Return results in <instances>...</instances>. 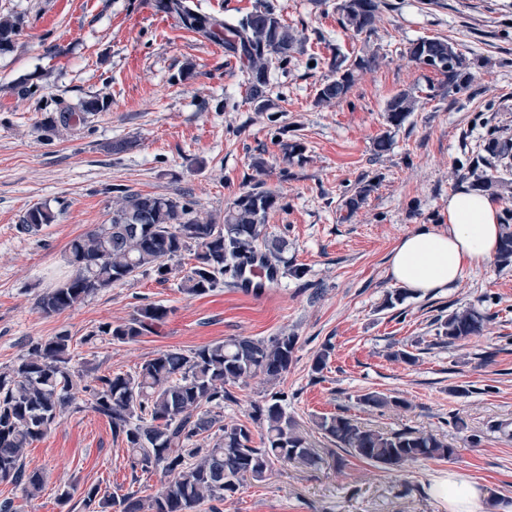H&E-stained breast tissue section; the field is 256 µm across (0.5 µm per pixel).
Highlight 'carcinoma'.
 <instances>
[{
	"label": "carcinoma",
	"mask_w": 512,
	"mask_h": 512,
	"mask_svg": "<svg viewBox=\"0 0 512 512\" xmlns=\"http://www.w3.org/2000/svg\"><path fill=\"white\" fill-rule=\"evenodd\" d=\"M159 7L176 15L184 28L208 36L224 29V51L243 62L249 95L256 110L270 108L266 96L269 74L297 50L293 30L275 12L262 7L229 24L194 11L186 0H159ZM379 0H338L336 11L343 27L356 35L371 31ZM19 23L0 17V52L11 49ZM412 59L443 77L441 86L454 89L468 76L466 58L445 39H419L410 44ZM369 64L336 60V77L318 91L317 102L341 100L350 92L354 70ZM416 100L403 91L386 104L385 120L398 128L414 111ZM487 156L474 162L485 167L472 183L491 196L507 189L495 172L512 169V141L489 139ZM372 185L358 183L346 198V208L357 210ZM281 207L280 195L257 182L241 193L224 212V222L201 215L195 204L181 198L123 191L109 222L74 238L68 247L72 275L41 294L37 308L50 315L71 309L97 292L138 275L154 274L166 281L173 273L169 261L185 254L193 263L182 277L181 290L203 295L237 277L255 259L284 276L296 278L303 270L288 259V240L269 236L265 220ZM56 216L44 205L31 207L17 230L36 235ZM498 265L512 264V215L503 217ZM168 309L146 304L126 323H104L98 333L119 343H130L152 333ZM490 315L474 308L454 310L438 317V337L448 345L480 334ZM297 337L281 334L266 340L230 338L186 354L172 349L145 361L136 375L115 374L85 383V373L72 363L73 338L62 331L33 344L25 356L0 372V483L18 485L30 498L44 487V475L27 471L26 449L44 438L70 412L91 411L107 419L112 437L122 440L132 467L161 469L164 483L147 496L134 493L105 499L99 512H196L203 503L221 512L224 496L247 480L260 481L276 466L290 462L314 465L318 456L299 424L287 412L288 395L277 391L253 405L251 423L265 431L264 446L252 447L246 424L224 425L218 411L231 397L229 388L262 375L269 382L282 377L293 361ZM361 405L407 409L399 397L368 392ZM316 427L336 447L375 465L392 468L409 461L452 459L456 449L438 435L412 429H362L343 415L322 417Z\"/></svg>",
	"instance_id": "obj_1"
}]
</instances>
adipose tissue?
<instances>
[{"mask_svg": "<svg viewBox=\"0 0 512 512\" xmlns=\"http://www.w3.org/2000/svg\"><path fill=\"white\" fill-rule=\"evenodd\" d=\"M501 228L499 208L487 195L460 190L448 196V224L423 225L405 235L390 254L393 280L411 293L451 288L464 269L489 263ZM444 512H492L488 492L468 477L450 472L430 487Z\"/></svg>", "mask_w": 512, "mask_h": 512, "instance_id": "adipose-tissue-1", "label": "adipose tissue"}]
</instances>
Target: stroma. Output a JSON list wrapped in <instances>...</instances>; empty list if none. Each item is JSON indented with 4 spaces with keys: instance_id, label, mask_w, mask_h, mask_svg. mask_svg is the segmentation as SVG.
Listing matches in <instances>:
<instances>
[{
    "instance_id": "1",
    "label": "stroma",
    "mask_w": 512,
    "mask_h": 512,
    "mask_svg": "<svg viewBox=\"0 0 512 512\" xmlns=\"http://www.w3.org/2000/svg\"><path fill=\"white\" fill-rule=\"evenodd\" d=\"M198 12L233 20L272 8L301 43L273 68L271 107L248 100L243 64L221 37L182 28L170 17L157 28L145 12L156 0H0V16L20 22L13 47L0 53V371L31 344L65 331L75 365L90 377L135 374L169 349L190 351L230 337L297 336L294 359L276 382L256 377L231 387L225 424L247 422L255 402L281 391L287 411L320 461L277 467L226 494L221 512H443L433 481L457 472L512 504V265L465 269L453 288L406 295L389 274L398 241L423 224L443 226L448 195L471 187L472 158L489 138L512 139V0H381L371 32L342 28L337 0H189ZM448 40L470 63V78L445 90L441 78L410 58V43ZM368 58L347 97L317 104L335 76V56ZM408 91L416 109L389 128L384 108ZM107 97L108 111L54 133L48 117L76 112L83 100ZM390 135L389 150L377 139ZM125 140L128 151L109 144ZM298 142L301 155L285 156ZM267 163L257 174L255 157ZM276 191L269 233L288 239V257L303 268L260 291L224 284L203 295L180 288V274L161 282L137 276L99 291L75 308L46 315L36 306L66 276L72 239L107 223L114 186L182 197L223 219L256 182ZM373 190L359 209L344 200L358 182ZM50 207L56 220L39 234L18 233L25 211ZM154 303L169 311L153 333L131 343L97 335L104 323L129 321ZM473 306L490 314L482 335L437 343L438 315ZM330 356L321 373L312 363ZM415 364L395 359L398 351ZM378 392L408 409H373L357 398ZM342 414L379 430L411 427L439 435L453 460H418L385 469L336 448L315 426ZM466 430H457L453 417ZM27 470L41 471L42 492L0 484L16 512H87L88 490L107 498L156 492L158 471L132 469L124 442L90 411L67 415L26 451ZM70 491L62 501V491Z\"/></svg>"
}]
</instances>
